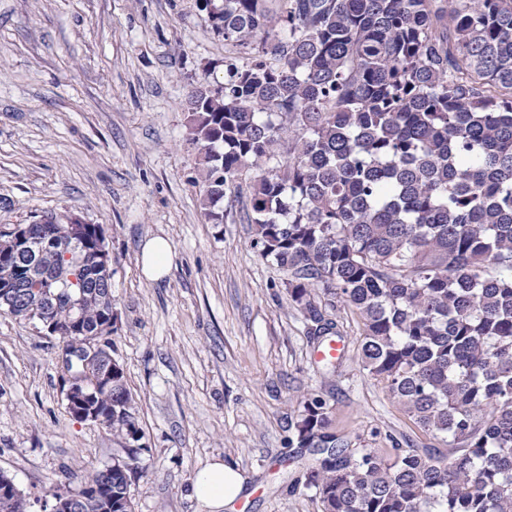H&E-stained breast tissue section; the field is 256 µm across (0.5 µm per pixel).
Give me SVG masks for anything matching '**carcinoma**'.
I'll list each match as a JSON object with an SVG mask.
<instances>
[{
	"instance_id": "cac0c4a2",
	"label": "carcinoma",
	"mask_w": 512,
	"mask_h": 512,
	"mask_svg": "<svg viewBox=\"0 0 512 512\" xmlns=\"http://www.w3.org/2000/svg\"><path fill=\"white\" fill-rule=\"evenodd\" d=\"M224 36V79L189 95L198 182L213 224L247 187L251 246L287 275L308 334L338 336L328 311L364 325L363 370L449 451L354 448L327 401L300 403L288 445L321 512H512V0H199ZM30 224L32 251L0 231V314L48 311L68 353L84 350L74 315L97 330L112 269L97 225ZM71 277L66 292L51 280ZM103 359L71 371L95 377ZM124 440L112 512H133L143 446L123 366L92 398ZM98 469L52 500L83 498Z\"/></svg>"
}]
</instances>
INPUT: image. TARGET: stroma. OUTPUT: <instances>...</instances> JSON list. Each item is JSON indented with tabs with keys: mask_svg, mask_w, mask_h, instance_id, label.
<instances>
[{
	"mask_svg": "<svg viewBox=\"0 0 512 512\" xmlns=\"http://www.w3.org/2000/svg\"><path fill=\"white\" fill-rule=\"evenodd\" d=\"M223 72L224 38L198 0H0V223L72 212L106 230L112 356L143 435L135 512H200L191 479L215 460L242 477L231 512H321L292 487L314 461L288 445L305 397L323 396L337 430L368 447L447 445L363 371L351 310L335 313L339 370L319 361L241 201L225 200L223 223L205 216L188 93ZM154 237L173 253L158 281L141 267ZM60 351L38 325L0 315V469L29 512L122 453L111 430L68 412Z\"/></svg>",
	"mask_w": 512,
	"mask_h": 512,
	"instance_id": "obj_1",
	"label": "stroma"
}]
</instances>
